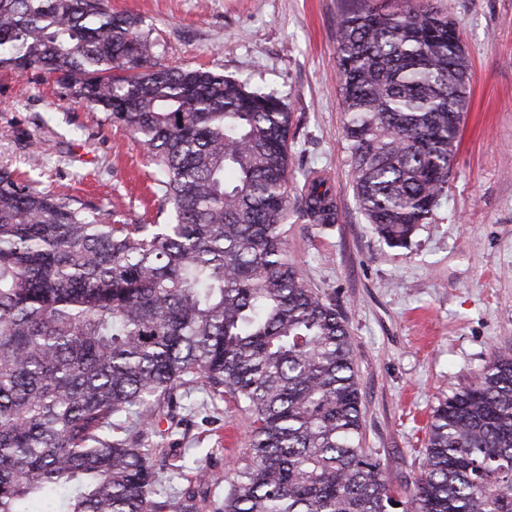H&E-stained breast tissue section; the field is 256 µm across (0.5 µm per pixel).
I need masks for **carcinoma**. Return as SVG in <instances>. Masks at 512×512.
<instances>
[{"label": "carcinoma", "instance_id": "1", "mask_svg": "<svg viewBox=\"0 0 512 512\" xmlns=\"http://www.w3.org/2000/svg\"><path fill=\"white\" fill-rule=\"evenodd\" d=\"M360 212L405 247L448 187L467 104L456 24L426 0L338 23ZM156 44L103 0H0V68L38 70L136 135L168 219L130 224L0 167V512H512V357L439 401L420 475L396 499L362 447L351 336L288 257L292 116L280 97ZM300 211L337 220L307 179ZM248 413L224 498L145 447L176 391Z\"/></svg>", "mask_w": 512, "mask_h": 512}]
</instances>
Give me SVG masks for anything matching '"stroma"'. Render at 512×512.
<instances>
[{"instance_id":"stroma-1","label":"stroma","mask_w":512,"mask_h":512,"mask_svg":"<svg viewBox=\"0 0 512 512\" xmlns=\"http://www.w3.org/2000/svg\"><path fill=\"white\" fill-rule=\"evenodd\" d=\"M387 0H105L134 16L170 67H202L274 92L293 116L289 176H325L338 221L293 216L288 255L332 300L352 339L363 445L388 483L419 474L438 401L470 384L492 355H512V0H430L453 19L470 62V94L448 190L408 247L388 246L358 210L336 66L346 10ZM81 137H74V130ZM0 166L44 192L154 221L163 200L143 145L48 75L0 70ZM162 446L231 479L250 432L219 402L169 409Z\"/></svg>"}]
</instances>
